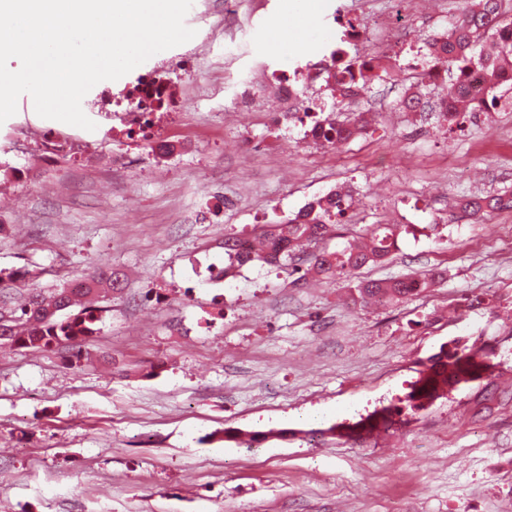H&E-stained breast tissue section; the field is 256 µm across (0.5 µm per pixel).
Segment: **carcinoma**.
<instances>
[{
  "mask_svg": "<svg viewBox=\"0 0 512 512\" xmlns=\"http://www.w3.org/2000/svg\"><path fill=\"white\" fill-rule=\"evenodd\" d=\"M347 38L340 42L325 59L323 70L327 73V84L345 104L361 96L370 84L383 77H391L397 69L392 58L365 60L353 55L347 48ZM434 65L451 71V80L446 95L442 98L439 119L453 126L459 123L463 110L472 112L488 110V103H497L495 90L512 83V16L506 14L503 0H469L468 10L448 30L446 37L435 41ZM483 74V97L469 96L467 80L471 71ZM422 82L412 85L402 96L399 107L404 112H423L428 102L421 92ZM313 135L323 147L357 137L369 124V113H349L344 120L331 113L326 117L312 116ZM349 207L347 195L335 191L309 202L296 215L270 224L261 231L272 247L244 251L242 237L224 240V254L228 264L224 274H231L239 267L254 261L276 264L288 271L291 283L297 284L308 278L329 279L339 275H351L369 265L384 262L398 249V229L379 225L370 231L365 245L347 243L331 249L325 244L336 226V217ZM455 209L478 219L493 210H512V194H474L456 201ZM308 245L312 251L307 265L295 264L299 247ZM37 277L28 268L10 272L0 271V344L17 349L47 350L65 348L66 361L77 364L84 352L83 346L100 333L98 322L100 307L97 299L120 289V272L109 268L100 270L81 281V287L65 284L46 293L32 289L20 302L11 301L9 290L26 284ZM436 283V275L411 273L392 279L359 280L354 285L364 300L403 301L410 299ZM78 306L80 310L71 314L68 309ZM477 363L470 356V348L463 345L460 351L446 356L434 354L428 359L427 373L418 377L403 400V405H394L376 410L350 426V429L373 432L386 428L389 417L406 410L423 409L417 404L422 395L437 399L446 392L470 382Z\"/></svg>",
  "mask_w": 512,
  "mask_h": 512,
  "instance_id": "cac0c4a2",
  "label": "carcinoma"
}]
</instances>
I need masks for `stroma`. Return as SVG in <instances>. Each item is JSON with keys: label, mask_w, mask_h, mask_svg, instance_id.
Here are the masks:
<instances>
[{"label": "stroma", "mask_w": 512, "mask_h": 512, "mask_svg": "<svg viewBox=\"0 0 512 512\" xmlns=\"http://www.w3.org/2000/svg\"><path fill=\"white\" fill-rule=\"evenodd\" d=\"M198 2L190 41L86 94L95 130L42 118L24 95L0 124V270H38L42 290L104 267L125 276L81 367L56 350L0 352V512H512V210L448 217L459 197L512 190V90L449 130L399 111L453 21L434 0H372L370 14L357 0ZM348 19L350 52L403 66L360 97L377 115L362 135L325 149L301 113L238 104L240 79L320 59ZM382 20L404 38L375 45ZM165 59L183 62L164 72L183 86L169 153L114 111ZM333 185L352 196L350 237L400 229L398 251L356 277L443 279L390 303L363 302L346 276L294 287L268 265L218 279L225 235ZM458 339L490 350L489 377L389 431L334 433L399 403ZM228 428L265 439L228 442Z\"/></svg>", "instance_id": "1"}]
</instances>
